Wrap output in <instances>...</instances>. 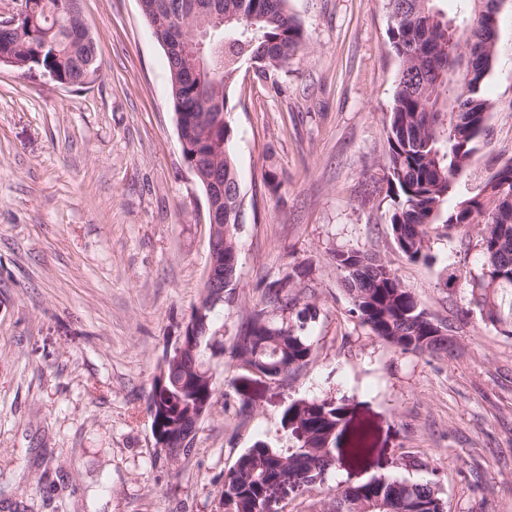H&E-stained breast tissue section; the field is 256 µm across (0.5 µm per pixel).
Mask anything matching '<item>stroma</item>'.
<instances>
[{
  "mask_svg": "<svg viewBox=\"0 0 512 512\" xmlns=\"http://www.w3.org/2000/svg\"><path fill=\"white\" fill-rule=\"evenodd\" d=\"M305 50L229 90L245 195L233 302L213 329L231 347L270 284L310 306V362L272 383L229 355L195 451L159 456L146 411L159 357L202 294L204 193L186 166L167 58L138 0H82L99 71L61 88L0 65V512H216L224 476L257 439L278 442L292 401L328 398L350 421L326 484L281 512H323L378 477L430 481L445 512H512V335L450 268L477 265L476 225L430 237L409 261L387 225L385 119L398 62L386 0H288ZM487 144L466 182L512 153V0L500 13ZM388 264L435 322L447 355L403 353L360 326L332 260Z\"/></svg>",
  "mask_w": 512,
  "mask_h": 512,
  "instance_id": "1",
  "label": "stroma"
}]
</instances>
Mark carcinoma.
I'll list each match as a JSON object with an SVG mask.
<instances>
[{"label":"carcinoma","instance_id":"obj_1","mask_svg":"<svg viewBox=\"0 0 512 512\" xmlns=\"http://www.w3.org/2000/svg\"><path fill=\"white\" fill-rule=\"evenodd\" d=\"M169 28L185 38V49L167 55L171 102L185 118L213 114L203 125L205 137L181 145L187 166L224 185V272L226 295L234 294L237 267L224 259L237 244V214L244 204L230 149L232 127L225 117L228 87L241 63L259 66L257 75L280 69L307 46L302 22L288 10V0H157ZM438 0H388L392 20L389 41L398 60L393 102L386 123L387 150L382 168L392 202L388 224L394 242L413 262L428 263L430 234L442 226H481L478 268L460 275L492 323L512 324V156L499 157L486 184H508L506 192L461 194L470 163L486 143L492 108L485 96L499 37L501 0H462L450 17ZM29 11L13 28L0 25V63L17 69L43 50L39 68L61 82H76L85 65L98 69L97 47L73 38L78 18L67 0H26ZM224 19L219 29L212 22ZM206 24L210 36L199 51L195 33ZM344 288L360 322L374 336L403 353L448 350L417 296L381 260L359 250L333 254ZM300 296L280 288L264 290L260 304L233 337L231 358L270 380L308 364L311 344L305 311H295ZM188 349L170 355L164 384L152 383L148 400L156 413L151 428L175 436L167 451L180 453L181 435L198 420L203 404L223 393L207 377V350L219 341L211 332L188 337ZM348 418L345 406L328 399H302L281 416L285 443L259 440L242 453L224 477L220 501L229 512H255L263 493L286 477L308 490L325 482L336 467V448ZM374 498L396 512H444L434 483L378 478L333 496L330 512H360Z\"/></svg>","mask_w":512,"mask_h":512}]
</instances>
